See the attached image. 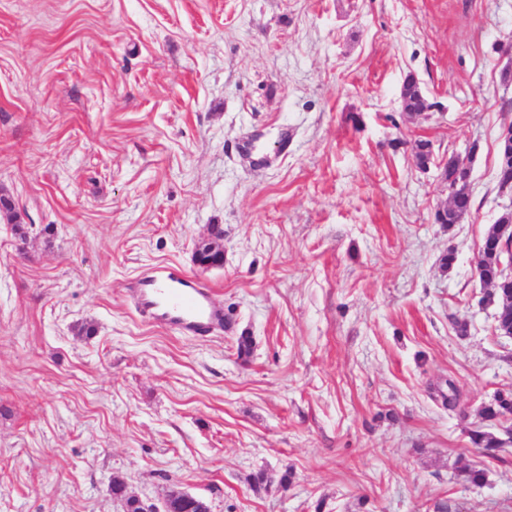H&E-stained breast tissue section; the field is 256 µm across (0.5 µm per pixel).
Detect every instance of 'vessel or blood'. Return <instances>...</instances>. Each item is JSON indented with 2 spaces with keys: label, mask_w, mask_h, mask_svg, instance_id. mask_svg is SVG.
Masks as SVG:
<instances>
[{
  "label": "vessel or blood",
  "mask_w": 512,
  "mask_h": 512,
  "mask_svg": "<svg viewBox=\"0 0 512 512\" xmlns=\"http://www.w3.org/2000/svg\"><path fill=\"white\" fill-rule=\"evenodd\" d=\"M135 291L139 312L154 324L198 338L224 328V308L213 290L188 273L145 272L137 279Z\"/></svg>",
  "instance_id": "vessel-or-blood-1"
}]
</instances>
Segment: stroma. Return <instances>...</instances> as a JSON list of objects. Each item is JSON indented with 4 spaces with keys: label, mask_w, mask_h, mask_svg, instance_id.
Wrapping results in <instances>:
<instances>
[{
    "label": "stroma",
    "mask_w": 512,
    "mask_h": 512,
    "mask_svg": "<svg viewBox=\"0 0 512 512\" xmlns=\"http://www.w3.org/2000/svg\"><path fill=\"white\" fill-rule=\"evenodd\" d=\"M508 44L512 0H0V196L28 232L22 257L0 212V512H121L116 478L211 512H512V444L463 476L512 390L475 275L512 206ZM410 73L429 112L401 108ZM417 139L472 154L462 223L434 222ZM148 267L211 286L223 333L144 321ZM500 142H505L507 144H510L512 142V127L511 126L505 127L499 136L496 177H497V180L501 176H505L512 180V145L508 147V150H507L508 162L505 165L504 164L505 147ZM480 415L483 423H489L470 430V442L483 457L492 460L499 459L500 453L505 450L504 442L495 433L485 429L486 427H505L503 420L512 416V393L498 392L495 394L492 400L482 408Z\"/></svg>",
    "instance_id": "stroma-1"
}]
</instances>
